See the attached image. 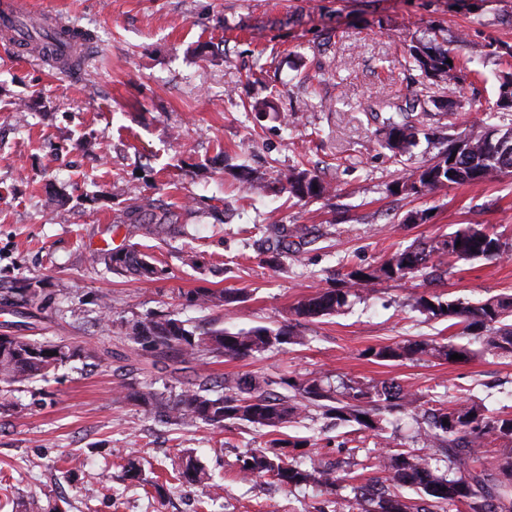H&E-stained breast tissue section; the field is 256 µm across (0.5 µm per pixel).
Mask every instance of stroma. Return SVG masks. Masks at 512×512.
Returning <instances> with one entry per match:
<instances>
[{
	"instance_id": "1",
	"label": "stroma",
	"mask_w": 512,
	"mask_h": 512,
	"mask_svg": "<svg viewBox=\"0 0 512 512\" xmlns=\"http://www.w3.org/2000/svg\"><path fill=\"white\" fill-rule=\"evenodd\" d=\"M91 31L80 74L0 40V289L40 283L31 316H0V335L65 344L77 356L46 378L0 397V512H352L350 489H294L271 477L241 479L238 460L270 451L268 429L226 423L180 426L129 400L124 385L167 396L202 379H393L427 400L481 399L512 412V359L378 361L371 347L445 342L449 318L414 309L421 295L475 304L512 295V250L457 263L445 284L421 278L354 288L338 312L297 320L298 302L353 268L468 224L492 227L512 247V172L421 196L389 184L439 151V138L496 110L505 70L490 44L512 45V0H27ZM465 37L469 77L455 114L424 118L401 155L380 147L390 104L443 98V84L409 64L411 36ZM270 100L256 117L247 106ZM91 142L94 155L79 148ZM311 168L330 195L299 202L276 178ZM263 173L264 193L236 172ZM174 211L184 234L121 223L129 198ZM224 213L215 223L212 212ZM423 221L408 222L409 214ZM299 224L310 234L272 257L265 228ZM137 245L162 268L145 281L115 274L96 256L104 241ZM198 263L184 264L185 251ZM232 290L231 306L200 308L196 290ZM174 314L186 328L232 331L294 325L299 344L244 359L181 363L136 351L131 325ZM305 440L298 461L321 458L362 478L377 453L354 426L309 409L282 428ZM211 485L180 477L186 457ZM136 460L138 478L128 477Z\"/></svg>"
}]
</instances>
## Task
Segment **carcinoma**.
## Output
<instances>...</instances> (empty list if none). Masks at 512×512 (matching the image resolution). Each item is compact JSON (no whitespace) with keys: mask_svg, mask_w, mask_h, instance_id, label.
<instances>
[{"mask_svg":"<svg viewBox=\"0 0 512 512\" xmlns=\"http://www.w3.org/2000/svg\"><path fill=\"white\" fill-rule=\"evenodd\" d=\"M27 42L32 49L53 64L79 70L83 58L74 42L87 41L91 34L71 26L62 25L57 35L50 36L41 29ZM410 63L428 78L445 84L448 97L445 102H433L437 109L448 110L457 104L465 82L463 69L455 64L453 40L437 42L433 39L411 38L408 46ZM451 63H446V60ZM498 116L501 123L472 125L457 137L448 140V147L436 160L393 182L398 192L410 196L424 195L447 184L472 185L492 181L512 168V122L503 123L505 109ZM416 125L402 117L389 116L384 121L385 146L401 151L412 143ZM279 183L289 196L299 201L319 198L330 193L314 172L303 169L281 175ZM126 223L154 224L171 227L178 216L169 211H156L148 200L136 198L127 206ZM267 232L277 248L288 247V238H302L306 228L300 225L269 224ZM505 253V243L490 228L469 224L454 233L427 245L409 247L393 253L380 266L373 269L354 268L345 273V287L322 288L301 300L294 308L299 319L312 320L336 312L347 303L350 286L369 288L380 281H402L422 272L426 279L441 281L445 260L467 261L476 258L496 260ZM98 260L116 273H131L146 279L163 274L150 261V256L136 245L102 250ZM10 292L17 302L15 308L31 306L38 301L40 292L33 283L15 282ZM189 301L201 307L230 305L239 301L237 293L229 290L213 292L201 289L191 294ZM415 307L422 313L452 317L466 334L475 329L484 332L479 337L484 349L494 355L512 357V324L506 318L512 313V298L495 297L476 305L463 306L440 296L421 295ZM460 333V334H462ZM455 334V337H460ZM130 339L142 351L157 352L182 362L201 361L205 358L230 357L242 359L256 353L281 348L299 342L293 326L276 329L254 327L231 332L225 328H194L171 314H152L131 327ZM372 357L380 361L419 360L424 356L450 358L458 353L468 357L466 344L439 345L429 341H412L403 345L371 348ZM75 355L67 345H51L32 341L24 336H0V383L5 385L32 382L46 378L49 371ZM282 383L291 389V395L274 394L251 376L224 380V394L211 396L208 382L182 391L174 398L153 392L130 389L128 398L152 406L159 416L170 422L195 425L199 422L215 428H224L227 421H239L272 432L299 418L309 407L322 414L358 426V431L382 438L385 416L417 411L420 395L407 391L393 379L379 384L358 383L347 385L336 394L331 384L318 379L289 380ZM424 426L417 436L420 448L386 450L371 461L370 467L387 473V487L350 484L353 502L361 512H433L461 502L469 512H512V416L489 411L484 404L472 399L459 400L450 406L443 404L426 410L422 415ZM448 423H443V420ZM500 442L498 448V474L477 468L478 449L488 440ZM270 475L287 487L319 485L334 489L339 477L314 460L304 465L290 461L283 453L251 454L239 466V475L247 479ZM182 478L193 485L204 480V472L193 458H188ZM402 488H414L431 498V506L422 508L400 493Z\"/></svg>","mask_w":512,"mask_h":512,"instance_id":"obj_1","label":"carcinoma"}]
</instances>
